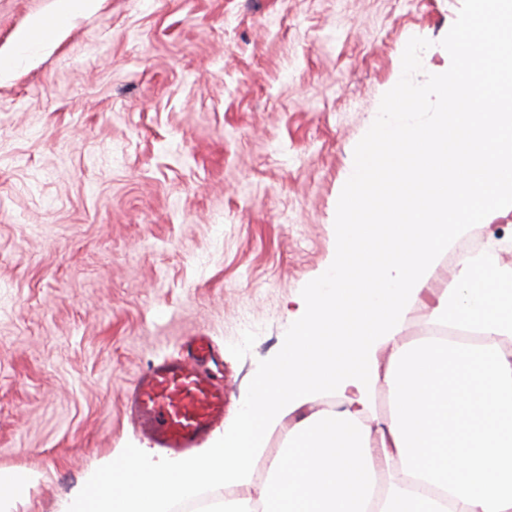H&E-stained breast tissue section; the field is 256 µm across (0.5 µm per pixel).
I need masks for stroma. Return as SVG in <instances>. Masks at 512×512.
I'll return each mask as SVG.
<instances>
[{"mask_svg": "<svg viewBox=\"0 0 512 512\" xmlns=\"http://www.w3.org/2000/svg\"><path fill=\"white\" fill-rule=\"evenodd\" d=\"M52 3L0 0V46ZM475 3L104 0L0 82V468L41 475L11 512L147 447L124 394L193 337L235 414L335 257L368 128L454 72Z\"/></svg>", "mask_w": 512, "mask_h": 512, "instance_id": "35a3bbf8", "label": "stroma"}]
</instances>
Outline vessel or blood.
Wrapping results in <instances>:
<instances>
[{"label":"vessel or blood","mask_w":512,"mask_h":512,"mask_svg":"<svg viewBox=\"0 0 512 512\" xmlns=\"http://www.w3.org/2000/svg\"><path fill=\"white\" fill-rule=\"evenodd\" d=\"M225 399L221 363L206 339L197 337L141 373L127 411L155 447L185 453L223 420Z\"/></svg>","instance_id":"vessel-or-blood-1"}]
</instances>
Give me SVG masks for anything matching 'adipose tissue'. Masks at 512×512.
Wrapping results in <instances>:
<instances>
[{
  "label": "adipose tissue",
  "mask_w": 512,
  "mask_h": 512,
  "mask_svg": "<svg viewBox=\"0 0 512 512\" xmlns=\"http://www.w3.org/2000/svg\"><path fill=\"white\" fill-rule=\"evenodd\" d=\"M103 0H53L0 47V81L51 51L72 22ZM506 15L478 7L474 38L454 45L463 72L473 48L496 61ZM436 75L450 106L418 112V86L401 87L368 129L351 168L336 225V255L288 323L278 359L222 433L186 456L117 448L97 459L58 512H167L213 484L257 486L241 512H512V267L489 238L462 256L448 286L434 288L435 261L468 226L512 206V113L489 83L462 86ZM405 157L380 210L405 213L388 256L364 251L363 217L380 148ZM427 333H399L421 297ZM389 413L373 414L376 390ZM339 402L312 410L316 393ZM282 430L277 456L267 437Z\"/></svg>",
  "instance_id": "adipose-tissue-1"
}]
</instances>
